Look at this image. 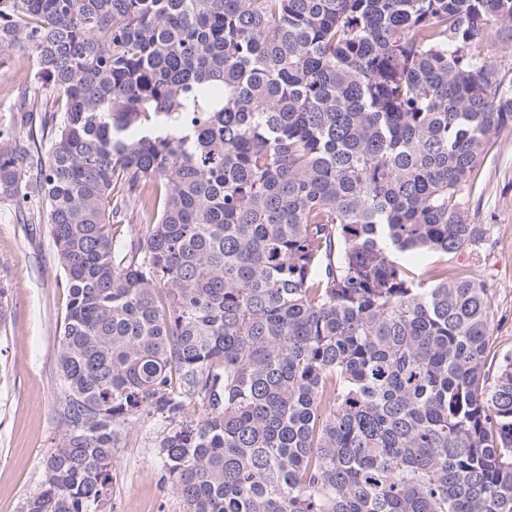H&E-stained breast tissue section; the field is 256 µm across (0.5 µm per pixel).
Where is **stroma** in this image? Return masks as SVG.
I'll return each mask as SVG.
<instances>
[{"instance_id":"35a3bbf8","label":"stroma","mask_w":512,"mask_h":512,"mask_svg":"<svg viewBox=\"0 0 512 512\" xmlns=\"http://www.w3.org/2000/svg\"><path fill=\"white\" fill-rule=\"evenodd\" d=\"M15 66L0 69V129L16 122L13 94L27 81L23 48ZM471 223L488 228L482 254L463 250L449 267L485 281L494 315L490 355L512 351V129L493 142L473 184L462 192ZM0 287L8 311L0 324V512H21L41 486L42 461L59 441L55 418L59 328L68 303L64 274L47 225L22 224L13 201L0 198ZM153 420L133 423L117 444L105 512H183L160 479Z\"/></svg>"}]
</instances>
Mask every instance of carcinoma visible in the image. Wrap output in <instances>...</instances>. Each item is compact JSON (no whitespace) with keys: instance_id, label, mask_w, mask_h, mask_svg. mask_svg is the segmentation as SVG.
Instances as JSON below:
<instances>
[{"instance_id":"obj_1","label":"carcinoma","mask_w":512,"mask_h":512,"mask_svg":"<svg viewBox=\"0 0 512 512\" xmlns=\"http://www.w3.org/2000/svg\"><path fill=\"white\" fill-rule=\"evenodd\" d=\"M505 31L512 0H0L42 89L0 196L69 296L21 512H102L138 417L185 512H512V355L448 271L488 240L461 192L512 129Z\"/></svg>"}]
</instances>
